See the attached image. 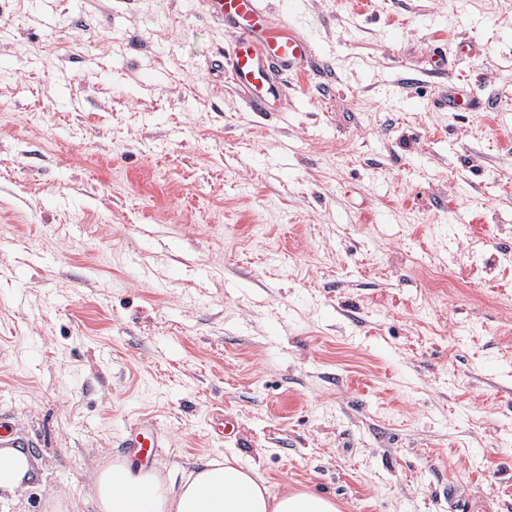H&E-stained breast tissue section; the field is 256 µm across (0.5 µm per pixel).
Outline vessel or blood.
Wrapping results in <instances>:
<instances>
[{"label": "vessel or blood", "mask_w": 512, "mask_h": 512, "mask_svg": "<svg viewBox=\"0 0 512 512\" xmlns=\"http://www.w3.org/2000/svg\"><path fill=\"white\" fill-rule=\"evenodd\" d=\"M215 19L235 34L224 59V78L230 85L247 90L252 111H267L272 97L282 88L270 75L271 66L293 73L309 65L315 53L306 40L272 31L263 0H208ZM126 446L138 458L150 457L159 446L157 436L138 428L127 432Z\"/></svg>", "instance_id": "obj_1"}]
</instances>
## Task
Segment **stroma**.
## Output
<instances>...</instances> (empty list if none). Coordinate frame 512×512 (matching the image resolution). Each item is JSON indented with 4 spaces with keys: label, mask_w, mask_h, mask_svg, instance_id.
Here are the masks:
<instances>
[{
    "label": "stroma",
    "mask_w": 512,
    "mask_h": 512,
    "mask_svg": "<svg viewBox=\"0 0 512 512\" xmlns=\"http://www.w3.org/2000/svg\"><path fill=\"white\" fill-rule=\"evenodd\" d=\"M267 11L318 58L255 112L205 0L0 5V512H96L140 421L164 475L512 512V0ZM0 489H14L20 486L30 469L29 459L19 448H26L10 436L0 425Z\"/></svg>",
    "instance_id": "1"
}]
</instances>
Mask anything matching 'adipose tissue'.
Listing matches in <instances>:
<instances>
[{"label": "adipose tissue", "instance_id": "1", "mask_svg": "<svg viewBox=\"0 0 512 512\" xmlns=\"http://www.w3.org/2000/svg\"><path fill=\"white\" fill-rule=\"evenodd\" d=\"M98 512H338L313 491L271 493L264 479L237 460L208 462L181 478L117 461L96 485Z\"/></svg>", "mask_w": 512, "mask_h": 512}]
</instances>
